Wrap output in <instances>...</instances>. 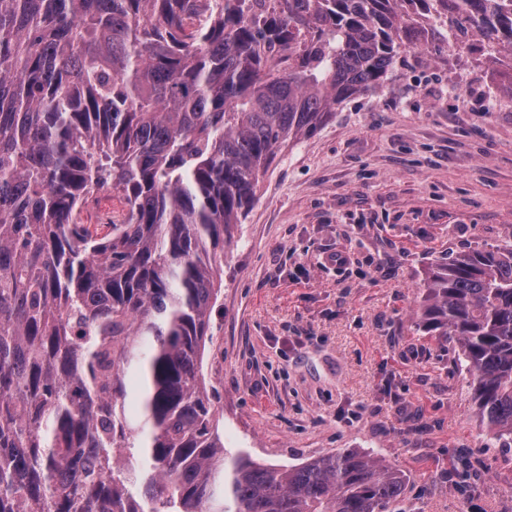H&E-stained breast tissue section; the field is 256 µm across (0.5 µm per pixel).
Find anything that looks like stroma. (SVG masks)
<instances>
[{
	"label": "stroma",
	"instance_id": "obj_1",
	"mask_svg": "<svg viewBox=\"0 0 512 512\" xmlns=\"http://www.w3.org/2000/svg\"><path fill=\"white\" fill-rule=\"evenodd\" d=\"M506 83L447 48L409 58L279 152L224 249L203 360L229 452L378 453L407 478L405 512H512V447L487 437L457 345L417 316L432 264L512 243Z\"/></svg>",
	"mask_w": 512,
	"mask_h": 512
}]
</instances>
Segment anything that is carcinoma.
<instances>
[{
    "instance_id": "carcinoma-1",
    "label": "carcinoma",
    "mask_w": 512,
    "mask_h": 512,
    "mask_svg": "<svg viewBox=\"0 0 512 512\" xmlns=\"http://www.w3.org/2000/svg\"><path fill=\"white\" fill-rule=\"evenodd\" d=\"M0 0V512H384L346 448H224L203 358L215 271L280 148L404 55L512 54V0ZM114 190L122 217L81 224ZM419 325L512 441V245L435 263Z\"/></svg>"
}]
</instances>
